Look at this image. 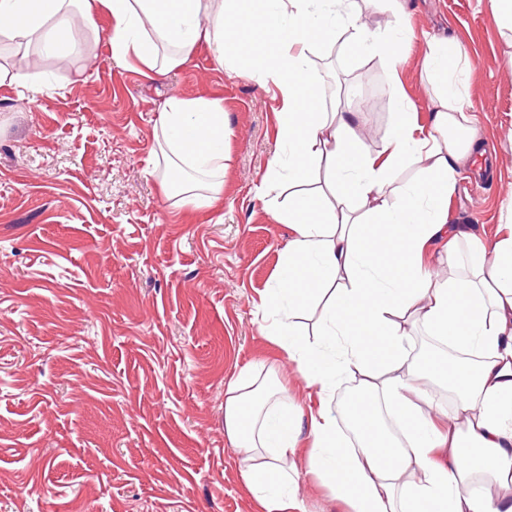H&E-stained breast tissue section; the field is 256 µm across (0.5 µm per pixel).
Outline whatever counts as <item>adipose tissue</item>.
I'll list each match as a JSON object with an SVG mask.
<instances>
[{"instance_id": "obj_1", "label": "adipose tissue", "mask_w": 512, "mask_h": 512, "mask_svg": "<svg viewBox=\"0 0 512 512\" xmlns=\"http://www.w3.org/2000/svg\"><path fill=\"white\" fill-rule=\"evenodd\" d=\"M353 0H0V39L15 54L51 48L58 34L106 37L111 55L162 77L207 46L216 63L232 57L239 74L264 75L282 105L276 157L257 191L287 189L279 222L292 237L279 282L259 309L268 332L318 395L310 415L285 409L272 385L249 371L229 383L224 432L264 512H306L285 464L308 448L312 470L350 512H512V231L485 242L448 221V193L479 151L463 119L471 103L462 77L467 55L452 37H431L425 75L432 121L416 123L400 81L380 151H367L356 113L326 111L309 48L349 34L356 54L392 70L404 37L372 30ZM112 26L101 32L100 15ZM160 152L168 171L186 167L183 204L210 206L222 192L226 117L220 101L169 98ZM416 165L420 179L391 193L389 176ZM325 172L323 186L313 176ZM448 265L432 267L438 244ZM465 261H458L459 245ZM319 303L320 336L309 340L297 315ZM425 329L441 353L411 359L413 332ZM358 387L350 404L355 440L329 407L337 381ZM455 396L439 409L436 389Z\"/></svg>"}]
</instances>
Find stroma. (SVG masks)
<instances>
[{
  "mask_svg": "<svg viewBox=\"0 0 512 512\" xmlns=\"http://www.w3.org/2000/svg\"><path fill=\"white\" fill-rule=\"evenodd\" d=\"M406 2L402 15L382 0L354 9L407 31L400 81L420 124L432 116L428 35L465 48L483 152L448 217L495 239L512 205V42L483 0ZM347 39L308 58L329 102L363 113L374 152L396 107L390 72ZM13 64L52 94L32 102L0 84V512H259L224 434L226 385L257 366L290 406L311 404L257 309L291 237L256 193L282 151L277 89L204 46L162 78L116 62L103 39L89 55L65 42ZM173 95L224 102V196L209 209L146 173ZM293 466L307 512H347L306 457Z\"/></svg>",
  "mask_w": 512,
  "mask_h": 512,
  "instance_id": "35a3bbf8",
  "label": "stroma"
}]
</instances>
